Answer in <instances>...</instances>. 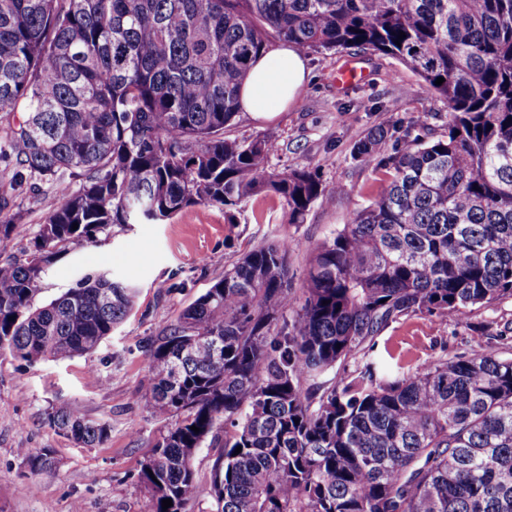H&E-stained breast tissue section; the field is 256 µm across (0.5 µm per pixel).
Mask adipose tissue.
Listing matches in <instances>:
<instances>
[{
    "label": "adipose tissue",
    "instance_id": "obj_1",
    "mask_svg": "<svg viewBox=\"0 0 512 512\" xmlns=\"http://www.w3.org/2000/svg\"><path fill=\"white\" fill-rule=\"evenodd\" d=\"M307 80L303 54L285 42L272 44L240 87V109L257 116L283 111L297 99Z\"/></svg>",
    "mask_w": 512,
    "mask_h": 512
}]
</instances>
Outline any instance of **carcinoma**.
<instances>
[{"label":"carcinoma","mask_w":512,"mask_h":512,"mask_svg":"<svg viewBox=\"0 0 512 512\" xmlns=\"http://www.w3.org/2000/svg\"><path fill=\"white\" fill-rule=\"evenodd\" d=\"M281 41L391 56L448 112L438 134L419 112L429 135L379 125L354 146L375 195L300 291L284 238L224 269L154 342L150 512L196 499L195 454L221 431L210 512H512V355L480 343L405 367L376 353L404 318L512 297V0H0V158L11 182L45 179L59 198L24 260L0 262V352L30 366L90 354L131 311L136 290L105 273L36 305L66 248L195 205L231 223L268 194L302 224L345 191L272 168L273 135L225 136L252 64ZM46 423L89 447L110 433L69 404Z\"/></svg>","instance_id":"carcinoma-1"}]
</instances>
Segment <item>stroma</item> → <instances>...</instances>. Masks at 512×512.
<instances>
[{
  "label": "stroma",
  "instance_id": "stroma-1",
  "mask_svg": "<svg viewBox=\"0 0 512 512\" xmlns=\"http://www.w3.org/2000/svg\"><path fill=\"white\" fill-rule=\"evenodd\" d=\"M310 78L286 111L267 118L238 113L230 137L273 134L280 149L271 159L278 170L308 167L344 194L316 201L301 224L287 223L281 201L268 195L243 204L235 223L218 206H190L163 224H131L99 235L96 243L62 252L37 298L46 304L74 286L81 274L105 271L137 290L125 320L89 355L47 360L29 367L0 353V512H148L139 480L141 464L164 423L143 407L149 380L151 341L179 313L224 275L245 253L283 238L294 242L288 262L293 288L315 248L332 238L356 209L368 203L376 175L354 160V145L373 127L396 134L416 113H430L439 129L447 107L429 96L420 77L396 59L353 50L307 55ZM362 69L364 80L341 87L344 65ZM52 185L31 180L9 195L16 229L0 246V261L20 260L57 205ZM512 348V299L472 311L463 320L414 315L392 324L380 337L405 359L426 361L469 351L475 341ZM67 403L110 426L108 440L90 448L74 444L45 421L52 406ZM51 451L56 468L32 471L22 449Z\"/></svg>",
  "mask_w": 512,
  "mask_h": 512
}]
</instances>
